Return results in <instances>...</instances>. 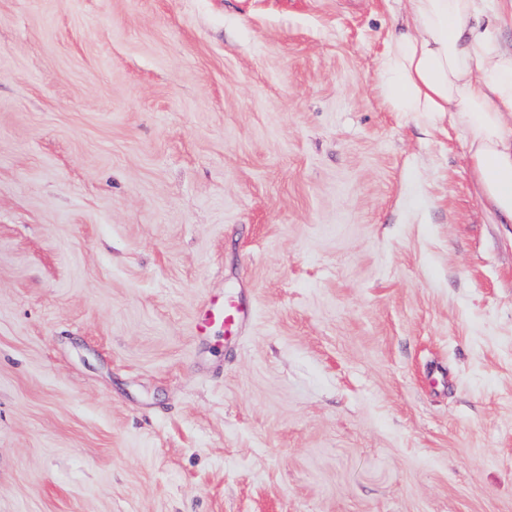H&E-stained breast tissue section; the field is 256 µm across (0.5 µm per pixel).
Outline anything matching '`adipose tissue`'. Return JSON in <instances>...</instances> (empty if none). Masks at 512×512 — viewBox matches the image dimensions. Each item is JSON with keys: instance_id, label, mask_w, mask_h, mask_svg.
Masks as SVG:
<instances>
[{"instance_id": "obj_1", "label": "adipose tissue", "mask_w": 512, "mask_h": 512, "mask_svg": "<svg viewBox=\"0 0 512 512\" xmlns=\"http://www.w3.org/2000/svg\"><path fill=\"white\" fill-rule=\"evenodd\" d=\"M409 4L381 59L385 100L429 129L461 127L480 201L493 223L512 224V48L500 40L512 0Z\"/></svg>"}]
</instances>
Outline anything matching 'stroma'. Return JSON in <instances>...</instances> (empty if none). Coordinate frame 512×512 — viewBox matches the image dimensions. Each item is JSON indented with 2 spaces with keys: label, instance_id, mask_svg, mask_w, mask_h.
Wrapping results in <instances>:
<instances>
[{
  "label": "stroma",
  "instance_id": "1",
  "mask_svg": "<svg viewBox=\"0 0 512 512\" xmlns=\"http://www.w3.org/2000/svg\"><path fill=\"white\" fill-rule=\"evenodd\" d=\"M408 6L0 0V512H512V225L385 101ZM245 312L240 303L232 295L224 296V300L218 303L205 304L198 312L195 330L202 334L210 330L214 325L224 328V336L230 337L236 334Z\"/></svg>",
  "mask_w": 512,
  "mask_h": 512
}]
</instances>
